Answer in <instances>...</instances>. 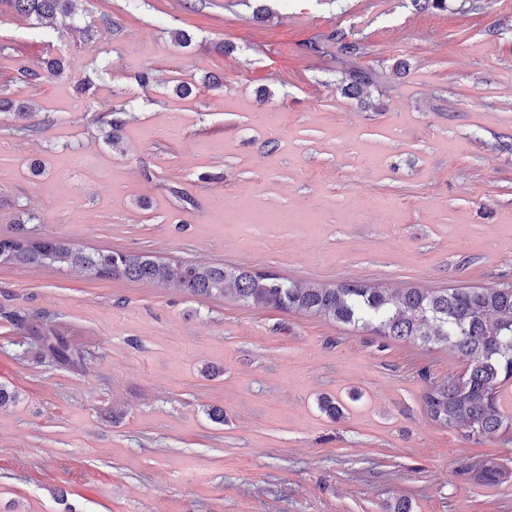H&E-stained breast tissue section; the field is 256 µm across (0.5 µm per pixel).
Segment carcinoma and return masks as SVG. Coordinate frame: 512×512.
<instances>
[{
    "instance_id": "obj_1",
    "label": "carcinoma",
    "mask_w": 512,
    "mask_h": 512,
    "mask_svg": "<svg viewBox=\"0 0 512 512\" xmlns=\"http://www.w3.org/2000/svg\"><path fill=\"white\" fill-rule=\"evenodd\" d=\"M13 13L41 25L58 17L75 19L78 0H0ZM337 54L347 58L363 54L364 47L336 32ZM63 70L59 56H49L35 67L19 70L20 80L32 87ZM343 90L360 97L367 93L371 76L351 66L342 72ZM127 103L112 109L106 141L122 137ZM0 112L28 121L21 130L37 133L41 124L21 100L0 96ZM19 219L16 231L0 236V265H56L81 269L99 278L158 282L187 294L205 297L232 296L254 307H275L362 328L379 336L434 345L464 358V369L448 380L432 383L422 396L428 416L436 423L456 429L469 439L494 435L512 436V416L499 405L500 389L512 379V285L489 288H408L390 292L362 282L334 286L301 287L274 274L229 268L220 264L171 265L146 255L115 251L86 252L63 240L37 237L28 228L37 216L29 211ZM24 323L39 342V355L60 366H76L81 357L66 336L39 323ZM319 408L336 419L347 410L338 398L324 397ZM459 474L486 485L512 479V468L489 461L471 463Z\"/></svg>"
}]
</instances>
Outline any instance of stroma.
<instances>
[{"label":"stroma","mask_w":512,"mask_h":512,"mask_svg":"<svg viewBox=\"0 0 512 512\" xmlns=\"http://www.w3.org/2000/svg\"><path fill=\"white\" fill-rule=\"evenodd\" d=\"M337 30L365 49V99L341 93L335 53L304 50ZM49 51L61 74L17 81ZM1 84L45 123L0 114V235L27 209L90 252L302 285H512V0H79L72 26L0 10ZM127 100L109 144L101 119ZM19 314L80 364L38 361ZM462 367L295 311L0 265V512H512V482L459 473L512 461V440L423 409Z\"/></svg>","instance_id":"stroma-1"}]
</instances>
